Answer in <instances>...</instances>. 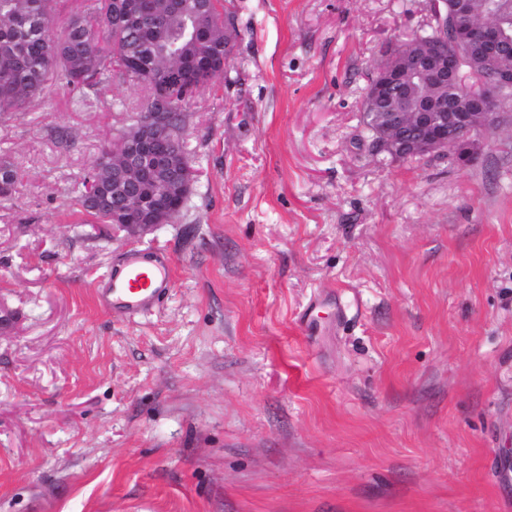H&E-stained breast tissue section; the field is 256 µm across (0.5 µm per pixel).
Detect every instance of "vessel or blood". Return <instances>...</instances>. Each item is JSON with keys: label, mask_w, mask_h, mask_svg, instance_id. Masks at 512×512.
I'll use <instances>...</instances> for the list:
<instances>
[{"label": "vessel or blood", "mask_w": 512, "mask_h": 512, "mask_svg": "<svg viewBox=\"0 0 512 512\" xmlns=\"http://www.w3.org/2000/svg\"><path fill=\"white\" fill-rule=\"evenodd\" d=\"M173 268L168 257L149 263L130 257L110 275L102 298L112 312L130 315L152 309L172 286Z\"/></svg>", "instance_id": "1"}]
</instances>
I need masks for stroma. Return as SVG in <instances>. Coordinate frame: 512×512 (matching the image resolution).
<instances>
[{"instance_id": "stroma-1", "label": "stroma", "mask_w": 512, "mask_h": 512, "mask_svg": "<svg viewBox=\"0 0 512 512\" xmlns=\"http://www.w3.org/2000/svg\"><path fill=\"white\" fill-rule=\"evenodd\" d=\"M172 223L77 202L142 86L0 129V512H512V111L472 162L372 155L360 105L426 0H226ZM151 311L95 294L129 254ZM171 260L155 256L149 264L127 258L110 275L102 298L113 313L130 315L152 309L172 286Z\"/></svg>"}]
</instances>
